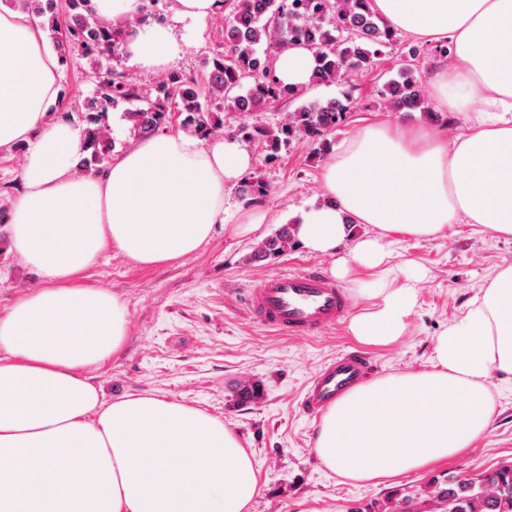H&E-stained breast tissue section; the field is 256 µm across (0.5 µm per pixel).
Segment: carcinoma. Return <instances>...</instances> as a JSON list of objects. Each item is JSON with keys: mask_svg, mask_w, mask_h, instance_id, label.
<instances>
[{"mask_svg": "<svg viewBox=\"0 0 512 512\" xmlns=\"http://www.w3.org/2000/svg\"><path fill=\"white\" fill-rule=\"evenodd\" d=\"M29 16L39 21L59 49L60 66L76 52L86 60L93 90L76 115L83 123L81 151L76 168L80 176L99 172L111 161L109 113L122 111L131 132L146 138L180 121L183 129L203 139L223 132L241 143H261L275 154L293 143L311 141L317 154L326 155L331 136L345 123L350 111L355 78L376 65L381 48L397 40V32L380 22L370 0H263L257 10L252 0H222L223 42L192 75L172 72L162 81H134L108 69L103 59L122 36V30L100 22L89 0H66L68 16L81 22L58 26V0H18ZM301 45L314 53L315 66L308 85H285L275 76L276 56L290 46ZM448 44L413 47L399 69L398 78L385 84V103L391 112L420 111L430 121H439L428 111L420 65L428 56L446 59ZM336 85L348 88L340 98L306 100L307 86ZM281 100L297 106L271 127L247 122L243 102L257 112ZM271 187L258 176L243 181L242 193L255 199L270 195ZM297 229L283 224L263 239L248 256L262 261L295 247ZM257 382L238 388L241 401L258 400ZM429 512H512V465L487 472L478 483L459 481L455 486L437 485L429 492Z\"/></svg>", "mask_w": 512, "mask_h": 512, "instance_id": "obj_1", "label": "carcinoma"}]
</instances>
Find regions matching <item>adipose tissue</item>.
Returning a JSON list of instances; mask_svg holds the SVG:
<instances>
[{
  "mask_svg": "<svg viewBox=\"0 0 512 512\" xmlns=\"http://www.w3.org/2000/svg\"><path fill=\"white\" fill-rule=\"evenodd\" d=\"M392 29L448 43L429 86L466 133L368 123L339 143L322 175L326 202L301 211L297 236L335 254L355 224L359 241L333 272L379 265L390 237L434 239L453 224L512 238V0H372ZM187 39L171 24L136 26L132 65L165 71ZM60 65L41 27L0 4V151L30 146L22 193L7 222L17 256L44 281L0 318V512H251L260 493L251 451L204 411L156 396L104 401L82 368L117 353L123 305L76 276L105 248L141 265L198 250L224 221V186L251 166L230 137L179 131L146 138L91 177L76 175L79 130L46 116ZM413 286L381 288L349 325L360 342L403 336ZM512 376V264L437 337L430 369L389 375L326 413L314 452L339 477L368 483L454 457L488 429L484 382Z\"/></svg>",
  "mask_w": 512,
  "mask_h": 512,
  "instance_id": "ef3b65f1",
  "label": "adipose tissue"
}]
</instances>
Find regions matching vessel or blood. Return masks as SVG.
<instances>
[{
	"mask_svg": "<svg viewBox=\"0 0 512 512\" xmlns=\"http://www.w3.org/2000/svg\"><path fill=\"white\" fill-rule=\"evenodd\" d=\"M252 319L263 327L296 338L318 336L347 319L348 292L320 267L276 273L246 292ZM377 371L374 358L360 350L337 353L317 368L302 400L303 411L317 417Z\"/></svg>",
	"mask_w": 512,
	"mask_h": 512,
	"instance_id": "obj_1",
	"label": "vessel or blood"
}]
</instances>
